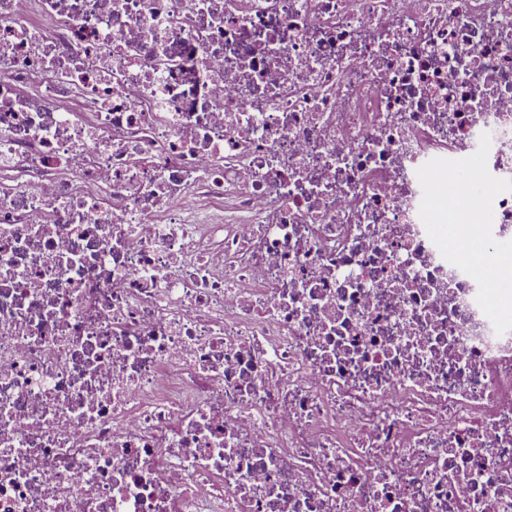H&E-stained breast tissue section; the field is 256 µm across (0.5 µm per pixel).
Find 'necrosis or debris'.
Instances as JSON below:
<instances>
[{"mask_svg": "<svg viewBox=\"0 0 512 512\" xmlns=\"http://www.w3.org/2000/svg\"><path fill=\"white\" fill-rule=\"evenodd\" d=\"M485 132L512 0H0V512H512Z\"/></svg>", "mask_w": 512, "mask_h": 512, "instance_id": "1", "label": "necrosis or debris"}]
</instances>
